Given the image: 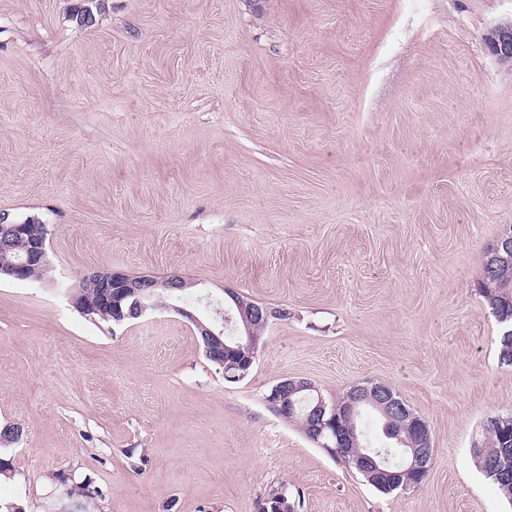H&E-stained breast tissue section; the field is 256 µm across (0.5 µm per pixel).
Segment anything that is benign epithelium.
I'll list each match as a JSON object with an SVG mask.
<instances>
[{
    "label": "benign epithelium",
    "instance_id": "benign-epithelium-1",
    "mask_svg": "<svg viewBox=\"0 0 512 512\" xmlns=\"http://www.w3.org/2000/svg\"><path fill=\"white\" fill-rule=\"evenodd\" d=\"M485 44L488 52L499 63H512V21L499 23L490 29ZM1 224L9 225L11 237L7 238L0 233V278L19 280L30 269L43 272L49 269L45 235L30 233L27 222L11 221L5 214H0ZM16 238L25 240L26 258L22 262L15 260L13 240ZM184 280L185 277L178 273L156 277L148 274L133 275L121 270L95 271L82 278L83 287L97 289L99 305L112 310V321L117 325L134 316L143 315L154 296L181 287ZM224 295L237 309L236 341L232 345L227 344L231 337L224 335V327L219 325V318L203 321L191 311L175 304L169 305L168 309L194 325L197 333L203 337L208 358L222 366L224 355H241L248 367L254 362L258 352L255 330L260 326H268L272 318L271 311L245 302L243 295L233 289H224ZM314 390L315 385L308 379L286 377L266 395L265 402L272 412L282 417L294 410L300 395ZM365 398L377 401L386 413L410 419L413 436L408 441V469L421 475L427 473L432 465L434 448L426 423L412 416L404 401L391 388L380 383L354 385L346 413H354ZM309 420L307 431L313 436L314 443L335 457L338 456L341 446L355 436L354 428L350 426L342 430L336 428L335 412H327L326 404L320 397L309 412ZM357 463L375 482L390 488L397 485L394 473L387 470L377 456L362 453L357 456Z\"/></svg>",
    "mask_w": 512,
    "mask_h": 512
}]
</instances>
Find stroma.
<instances>
[{
  "mask_svg": "<svg viewBox=\"0 0 512 512\" xmlns=\"http://www.w3.org/2000/svg\"><path fill=\"white\" fill-rule=\"evenodd\" d=\"M0 0V213L47 225L52 276L0 281V503L25 512H512L472 448L512 413L478 289L512 224V0ZM194 280L274 311L226 381L186 318L75 310L84 274ZM393 388L428 423L416 489L384 494L269 410ZM90 482L76 502L69 485ZM488 52L501 64L512 63V20L490 29L485 38Z\"/></svg>",
  "mask_w": 512,
  "mask_h": 512,
  "instance_id": "1",
  "label": "stroma"
}]
</instances>
